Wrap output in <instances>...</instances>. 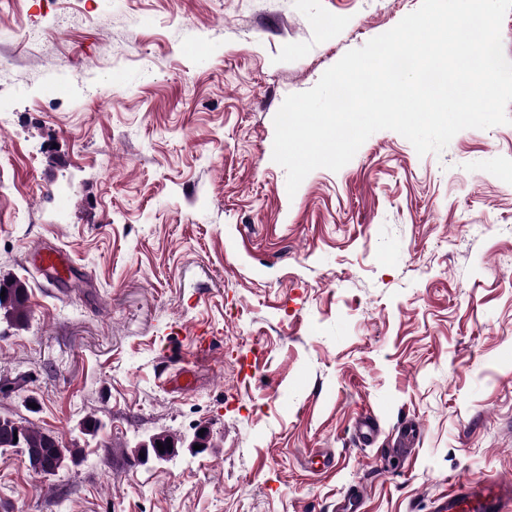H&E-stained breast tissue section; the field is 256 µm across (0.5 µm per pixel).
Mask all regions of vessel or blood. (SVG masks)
Masks as SVG:
<instances>
[{"label": "vessel or blood", "instance_id": "b4317fda", "mask_svg": "<svg viewBox=\"0 0 512 512\" xmlns=\"http://www.w3.org/2000/svg\"><path fill=\"white\" fill-rule=\"evenodd\" d=\"M71 264L70 257L56 248H42L34 254L39 272L64 274ZM436 512H512V482L499 480L459 479L438 499Z\"/></svg>", "mask_w": 512, "mask_h": 512}]
</instances>
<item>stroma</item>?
I'll return each instance as SVG.
<instances>
[{"instance_id":"1","label":"stroma","mask_w":512,"mask_h":512,"mask_svg":"<svg viewBox=\"0 0 512 512\" xmlns=\"http://www.w3.org/2000/svg\"><path fill=\"white\" fill-rule=\"evenodd\" d=\"M420 4L0 0V278L29 308L0 312V417L83 451L0 450L5 512H429L512 478V121L423 156L377 131L292 196L272 159L285 98ZM50 242L81 287H45ZM34 265L41 275L51 272L63 275L71 264L70 257L57 248H42L34 254ZM2 288H5V297L1 296ZM27 302V289L20 280L0 279V310L4 309L12 317L14 325L20 329L27 324Z\"/></svg>"}]
</instances>
